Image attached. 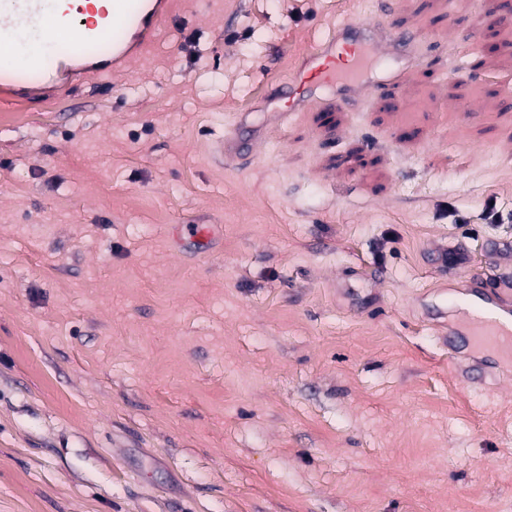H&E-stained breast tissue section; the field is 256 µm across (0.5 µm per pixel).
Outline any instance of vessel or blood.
<instances>
[{
    "mask_svg": "<svg viewBox=\"0 0 512 512\" xmlns=\"http://www.w3.org/2000/svg\"><path fill=\"white\" fill-rule=\"evenodd\" d=\"M176 13V0H112L108 8L97 5L96 0L68 6L60 0H0V44L16 48L35 36L49 48L48 55L32 56L21 62L11 56H0V89L29 100L36 98L50 81L68 92L115 76L132 60L146 56ZM52 15L62 16L80 42L93 43L107 33L111 34L112 42L101 52L68 49L45 24ZM415 40V34L389 24H343L306 53L301 66L277 95L268 96L266 109L299 112L320 99L325 90L338 106L364 99L374 91L393 92L404 74L397 49ZM368 56L385 63L381 76L374 82L360 75L362 62ZM475 309L489 318L488 326L477 333L479 340L499 344L506 335V325H512V315L496 313L487 297Z\"/></svg>",
    "mask_w": 512,
    "mask_h": 512,
    "instance_id": "1",
    "label": "vessel or blood"
}]
</instances>
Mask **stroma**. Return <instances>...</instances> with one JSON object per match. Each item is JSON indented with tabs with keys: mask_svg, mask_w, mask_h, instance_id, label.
Returning <instances> with one entry per match:
<instances>
[{
	"mask_svg": "<svg viewBox=\"0 0 512 512\" xmlns=\"http://www.w3.org/2000/svg\"><path fill=\"white\" fill-rule=\"evenodd\" d=\"M500 13L185 0L112 82L0 102V512H512V347L457 305L512 310ZM359 21L421 35L391 100L265 111ZM253 147L234 137L221 139L218 147L219 158L224 161L227 158L235 157L239 161L247 159L252 153Z\"/></svg>",
	"mask_w": 512,
	"mask_h": 512,
	"instance_id": "1",
	"label": "stroma"
}]
</instances>
